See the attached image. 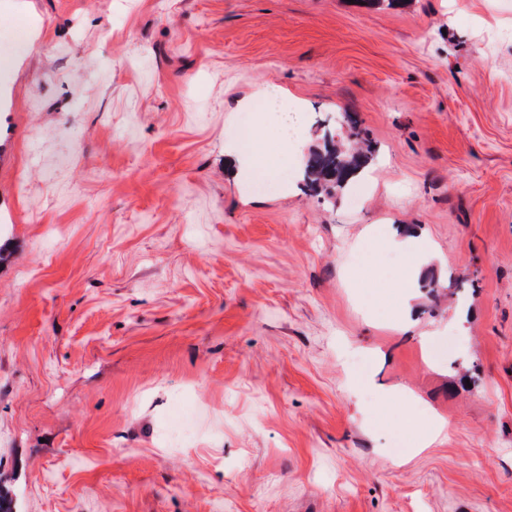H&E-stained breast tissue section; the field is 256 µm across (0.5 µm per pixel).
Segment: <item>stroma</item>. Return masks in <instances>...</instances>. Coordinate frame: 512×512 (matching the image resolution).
<instances>
[{"instance_id":"1","label":"stroma","mask_w":512,"mask_h":512,"mask_svg":"<svg viewBox=\"0 0 512 512\" xmlns=\"http://www.w3.org/2000/svg\"><path fill=\"white\" fill-rule=\"evenodd\" d=\"M14 512H512V0H0ZM304 109L286 188L241 100ZM376 145L333 203L319 129ZM432 245L399 324L365 229ZM465 277L460 290L456 278ZM468 313L465 329L455 324ZM440 420L420 447L404 412Z\"/></svg>"}]
</instances>
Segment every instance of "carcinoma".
Instances as JSON below:
<instances>
[{
	"instance_id": "1",
	"label": "carcinoma",
	"mask_w": 512,
	"mask_h": 512,
	"mask_svg": "<svg viewBox=\"0 0 512 512\" xmlns=\"http://www.w3.org/2000/svg\"><path fill=\"white\" fill-rule=\"evenodd\" d=\"M343 121L355 129L349 145L334 140L331 134H323V144L309 153L304 171L306 187L314 195L330 202L343 193L351 180L364 171L375 153V144L365 131L357 129V121L348 113Z\"/></svg>"
}]
</instances>
